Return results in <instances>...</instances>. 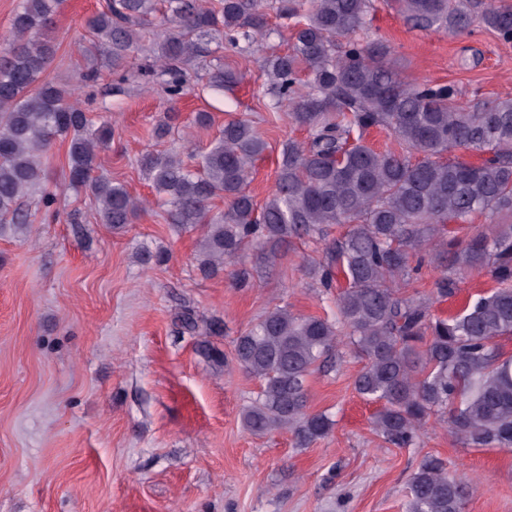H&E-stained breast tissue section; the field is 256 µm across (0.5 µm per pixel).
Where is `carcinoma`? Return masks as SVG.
I'll return each instance as SVG.
<instances>
[{"instance_id":"1","label":"carcinoma","mask_w":512,"mask_h":512,"mask_svg":"<svg viewBox=\"0 0 512 512\" xmlns=\"http://www.w3.org/2000/svg\"><path fill=\"white\" fill-rule=\"evenodd\" d=\"M65 3L22 0L9 35L0 38V223H28L23 199L37 190L44 207L54 204L55 195L44 189L43 158L62 139L68 142L67 186L85 190L101 222L120 231L143 201L123 184L93 176L111 128L94 125L65 87L42 79L57 52L50 32ZM159 4L174 32L156 44L154 66L168 76L172 96L183 94L176 63L198 51L194 37L219 33L241 50L266 36L263 0H108L88 21V51L100 52L101 62L84 71V81L121 66L154 24ZM390 5L415 29L455 35L476 26L512 41L507 0ZM374 8L373 0H280V14L293 21L292 42L288 53L266 61L267 92L309 136L284 145L264 203L247 183L268 144L248 119L224 123L196 171L165 152L144 154L140 166L169 204L167 223L202 227L199 267L207 276L248 246L274 255L294 239L348 225L324 258L306 267L325 288L335 271L344 273L336 321L280 307L236 340L238 362L261 381L242 411L247 430L289 429L299 448L326 437L334 421L307 411L306 380L344 334L366 361L354 388L379 404L373 428L385 443L415 446L423 422L436 414L467 447L511 451L512 355L497 339L512 336V224L476 225L464 242L448 236L445 226L475 214H512V99L476 96L464 103L453 85L404 81L383 40L360 38ZM301 68L309 76L303 89ZM207 79L215 87L236 81L221 66ZM372 128L391 131L401 151L368 146L364 136ZM452 149L484 158L478 164L440 160ZM412 152L424 158L413 162ZM217 198L228 207L211 216ZM427 256L439 270L436 298L399 293L395 285L409 284ZM483 270L495 288L448 316L432 313L433 300L456 297L464 277ZM470 490L440 457L426 455L408 481L405 509L462 512Z\"/></svg>"}]
</instances>
